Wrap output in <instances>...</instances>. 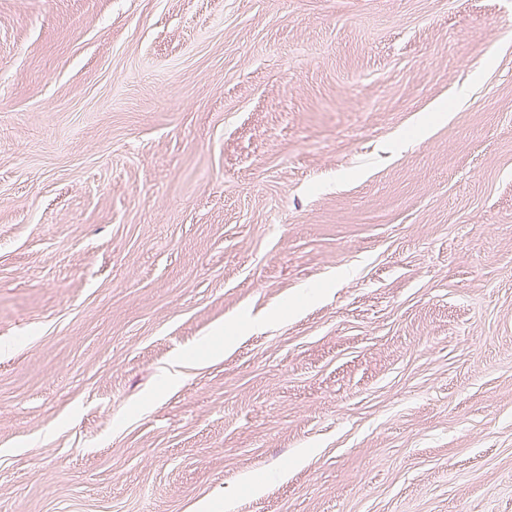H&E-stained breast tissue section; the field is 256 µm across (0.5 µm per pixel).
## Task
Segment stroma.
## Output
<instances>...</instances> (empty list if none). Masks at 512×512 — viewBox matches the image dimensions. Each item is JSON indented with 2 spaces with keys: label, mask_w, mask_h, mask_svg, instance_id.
<instances>
[{
  "label": "stroma",
  "mask_w": 512,
  "mask_h": 512,
  "mask_svg": "<svg viewBox=\"0 0 512 512\" xmlns=\"http://www.w3.org/2000/svg\"><path fill=\"white\" fill-rule=\"evenodd\" d=\"M511 16L0 0V512H512ZM238 325L233 322L218 326L214 329L213 334L206 344V347L197 355V358L202 362H210L215 358L224 355V346H229L235 342V336Z\"/></svg>",
  "instance_id": "obj_1"
}]
</instances>
